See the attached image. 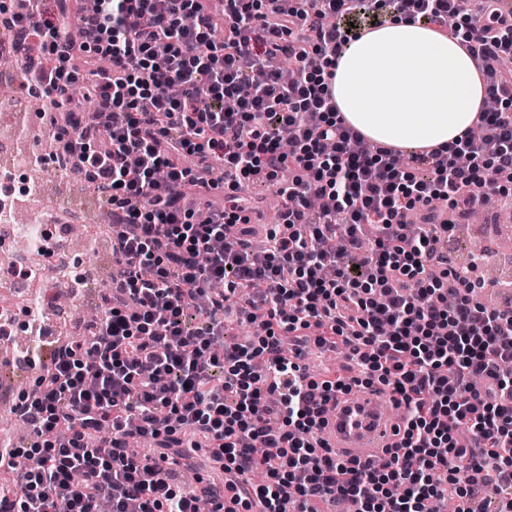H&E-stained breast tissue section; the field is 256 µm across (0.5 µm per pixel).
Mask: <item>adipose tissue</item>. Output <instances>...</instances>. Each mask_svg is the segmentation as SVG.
Segmentation results:
<instances>
[{"instance_id":"ef3b65f1","label":"adipose tissue","mask_w":512,"mask_h":512,"mask_svg":"<svg viewBox=\"0 0 512 512\" xmlns=\"http://www.w3.org/2000/svg\"><path fill=\"white\" fill-rule=\"evenodd\" d=\"M323 77L340 119L377 144L407 150L470 134L486 96L459 41L405 20L345 45Z\"/></svg>"}]
</instances>
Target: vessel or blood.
<instances>
[{
	"label": "vessel or blood",
	"instance_id": "1",
	"mask_svg": "<svg viewBox=\"0 0 512 512\" xmlns=\"http://www.w3.org/2000/svg\"><path fill=\"white\" fill-rule=\"evenodd\" d=\"M399 403L397 393L381 386L337 394L321 437L340 458L379 463L402 441Z\"/></svg>",
	"mask_w": 512,
	"mask_h": 512
}]
</instances>
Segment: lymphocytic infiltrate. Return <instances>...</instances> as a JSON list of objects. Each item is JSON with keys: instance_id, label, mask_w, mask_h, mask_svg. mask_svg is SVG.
Listing matches in <instances>:
<instances>
[{"instance_id": "obj_1", "label": "lymphocytic infiltrate", "mask_w": 512, "mask_h": 512, "mask_svg": "<svg viewBox=\"0 0 512 512\" xmlns=\"http://www.w3.org/2000/svg\"><path fill=\"white\" fill-rule=\"evenodd\" d=\"M0 18L14 43L38 38L35 91L62 156L79 160L117 222L112 278L92 336L58 349L19 393L14 412L30 436L0 445V512H279L293 501L352 498L357 512H431L441 480L456 486V512H512V314L472 294L478 262L446 266L447 225L434 204H475L504 194L512 175V15L481 0H98L69 35V0H28ZM447 28L482 70L496 112L478 118L493 151L467 137L430 151L365 143L339 120L336 101L308 58L326 66L362 26L386 17ZM223 27L224 40L212 39ZM295 65L282 82V54ZM96 101L85 111L75 88ZM489 156L495 179L478 159ZM223 173L214 180L213 169ZM261 177L282 199L260 251L236 195ZM225 186L223 208L187 193ZM220 281L224 291L210 294ZM209 294L204 327L184 313ZM265 312L248 344H225L229 316ZM349 344L365 384L393 387L408 415L400 449L367 467L343 462L317 437L343 377L308 379V342ZM224 376L214 379L215 369ZM154 444L127 448L130 416ZM467 427L472 449L456 432ZM207 450L224 486L183 494L171 477ZM268 481L251 485L255 472Z\"/></svg>"}]
</instances>
